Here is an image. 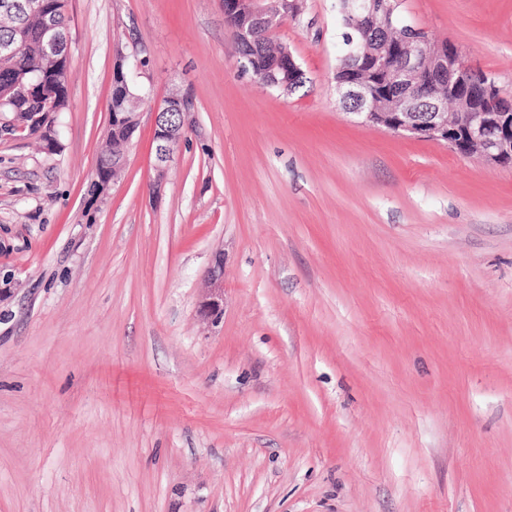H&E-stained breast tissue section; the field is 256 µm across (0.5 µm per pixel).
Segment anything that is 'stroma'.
I'll list each match as a JSON object with an SVG mask.
<instances>
[{"instance_id":"stroma-1","label":"stroma","mask_w":512,"mask_h":512,"mask_svg":"<svg viewBox=\"0 0 512 512\" xmlns=\"http://www.w3.org/2000/svg\"><path fill=\"white\" fill-rule=\"evenodd\" d=\"M337 0H68L61 147L0 131V512H512V164L361 123ZM512 99V0H402ZM150 94L91 196L118 55ZM195 129L154 190V112ZM224 310L199 315L215 254ZM302 1L282 0L274 1L271 5L260 8L254 0H224V15H246L250 24L242 26L238 32V41L244 47L256 49V42L266 45L270 39L262 30L256 32V27H265L267 33L272 35L288 17L296 18L302 10ZM244 56L247 62L252 58V56ZM271 59L272 57L268 54H259L255 56V60L250 61L255 72H264L257 74L256 77L267 86L288 92V94L292 93L303 77V73L291 51L287 46H280L273 54L271 70H267L271 65Z\"/></svg>"}]
</instances>
